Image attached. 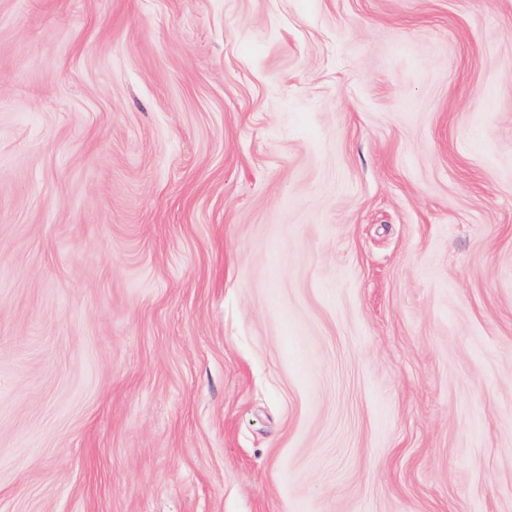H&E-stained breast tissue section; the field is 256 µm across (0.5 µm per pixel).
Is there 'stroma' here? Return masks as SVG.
Listing matches in <instances>:
<instances>
[{"instance_id": "35a3bbf8", "label": "stroma", "mask_w": 512, "mask_h": 512, "mask_svg": "<svg viewBox=\"0 0 512 512\" xmlns=\"http://www.w3.org/2000/svg\"><path fill=\"white\" fill-rule=\"evenodd\" d=\"M0 512H512V0H0Z\"/></svg>"}]
</instances>
